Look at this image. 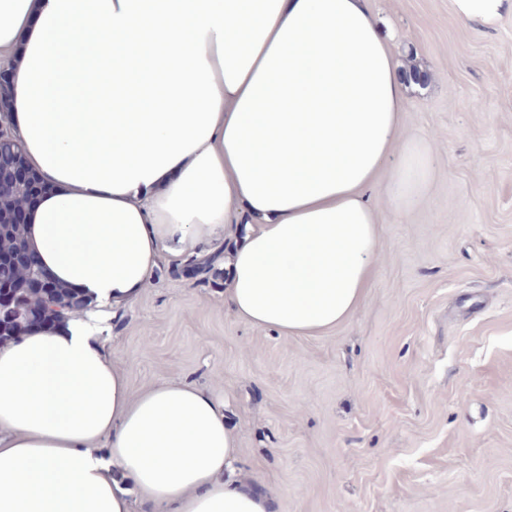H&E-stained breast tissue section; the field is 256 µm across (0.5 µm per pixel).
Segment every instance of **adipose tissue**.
I'll return each instance as SVG.
<instances>
[{"label": "adipose tissue", "instance_id": "ef3b65f1", "mask_svg": "<svg viewBox=\"0 0 512 512\" xmlns=\"http://www.w3.org/2000/svg\"><path fill=\"white\" fill-rule=\"evenodd\" d=\"M0 59L44 185L29 248L101 306L242 224L227 305L318 334L368 288L367 189L426 196L429 146L401 138L408 85L367 0H0ZM101 333L73 318L0 346V512H269L234 475L223 404L168 382L132 394Z\"/></svg>", "mask_w": 512, "mask_h": 512}]
</instances>
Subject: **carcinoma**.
I'll list each match as a JSON object with an SVG mask.
<instances>
[{
	"label": "carcinoma",
	"instance_id": "carcinoma-1",
	"mask_svg": "<svg viewBox=\"0 0 512 512\" xmlns=\"http://www.w3.org/2000/svg\"><path fill=\"white\" fill-rule=\"evenodd\" d=\"M23 205V194L18 189L3 187L0 189V251H14L26 246L24 225L14 222L16 211ZM224 249L216 250L210 256L187 259L183 271L185 277L196 275H218L215 263ZM32 271L19 266L10 273L16 292L10 298L0 299V344L18 339L30 325L26 317L29 311H40L45 319L58 323L83 312L91 300L68 288L53 284L47 293L25 287Z\"/></svg>",
	"mask_w": 512,
	"mask_h": 512
}]
</instances>
